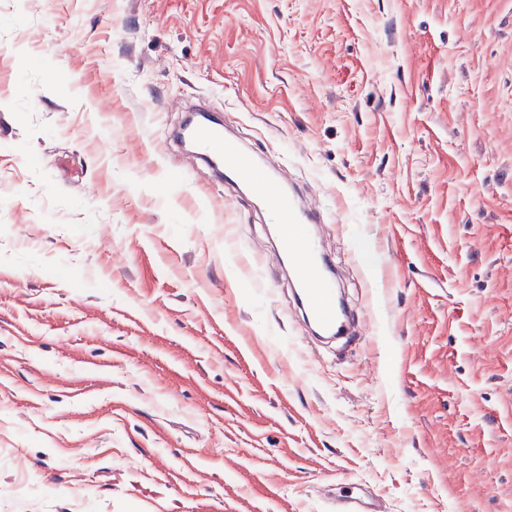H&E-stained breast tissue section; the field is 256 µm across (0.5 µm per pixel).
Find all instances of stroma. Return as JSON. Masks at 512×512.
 I'll return each mask as SVG.
<instances>
[{
  "label": "stroma",
  "instance_id": "obj_1",
  "mask_svg": "<svg viewBox=\"0 0 512 512\" xmlns=\"http://www.w3.org/2000/svg\"><path fill=\"white\" fill-rule=\"evenodd\" d=\"M358 316L304 337L261 203ZM512 512V0H0V512ZM188 136L205 156L224 168L226 179L250 186L264 201L268 223L276 224L279 230L280 258L288 259L297 301L307 318L315 324L318 333L343 334L346 315L338 312L336 285L322 274L326 256L308 225L321 222L322 217L313 210L299 208L293 196L263 173L251 155L224 136L223 129L197 126L188 132Z\"/></svg>",
  "mask_w": 512,
  "mask_h": 512
}]
</instances>
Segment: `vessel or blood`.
<instances>
[{
    "label": "vessel or blood",
    "instance_id": "1",
    "mask_svg": "<svg viewBox=\"0 0 512 512\" xmlns=\"http://www.w3.org/2000/svg\"><path fill=\"white\" fill-rule=\"evenodd\" d=\"M189 136L197 148L224 169L226 179L250 186L265 203L269 223L279 230L281 255L286 258L294 275L299 304L317 332L341 335L346 318L338 312L336 286L322 274L326 256L313 236L310 227L321 220L312 210L299 208L288 195L263 173L251 155L227 138L223 129L197 126Z\"/></svg>",
    "mask_w": 512,
    "mask_h": 512
}]
</instances>
